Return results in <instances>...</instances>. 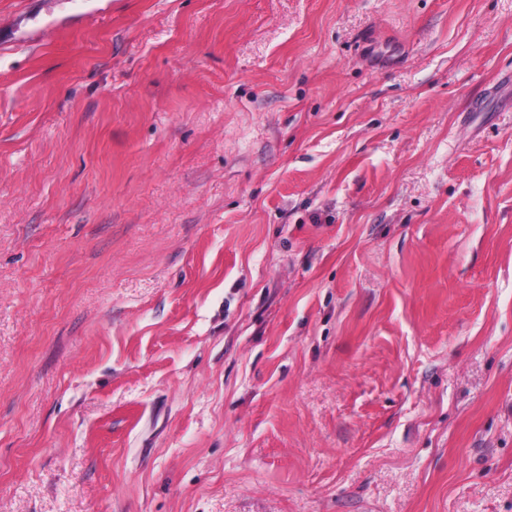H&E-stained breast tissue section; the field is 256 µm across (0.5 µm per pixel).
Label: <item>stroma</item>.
I'll use <instances>...</instances> for the list:
<instances>
[{"label": "stroma", "mask_w": 512, "mask_h": 512, "mask_svg": "<svg viewBox=\"0 0 512 512\" xmlns=\"http://www.w3.org/2000/svg\"><path fill=\"white\" fill-rule=\"evenodd\" d=\"M0 512H512V0H0Z\"/></svg>", "instance_id": "35a3bbf8"}]
</instances>
